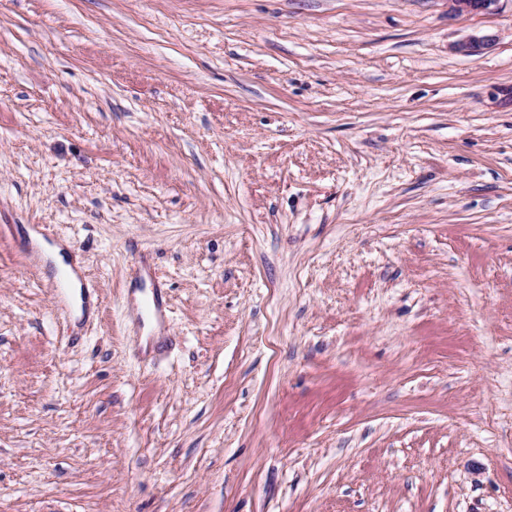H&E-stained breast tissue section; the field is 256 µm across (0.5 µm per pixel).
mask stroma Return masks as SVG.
<instances>
[{
    "mask_svg": "<svg viewBox=\"0 0 512 512\" xmlns=\"http://www.w3.org/2000/svg\"><path fill=\"white\" fill-rule=\"evenodd\" d=\"M0 512H512V0H0ZM499 0H448V9L454 14L492 11ZM30 238L33 243L39 248L42 257L45 261V265L47 261H50L51 266L56 270L65 271L70 277L73 283V291L71 293V298L75 305V312L78 316L82 314V299L80 296V268L77 265L67 264L65 259V250L67 248L66 243H54L49 244L45 242L39 235H36L33 232H30Z\"/></svg>",
    "mask_w": 512,
    "mask_h": 512,
    "instance_id": "obj_1",
    "label": "stroma"
}]
</instances>
